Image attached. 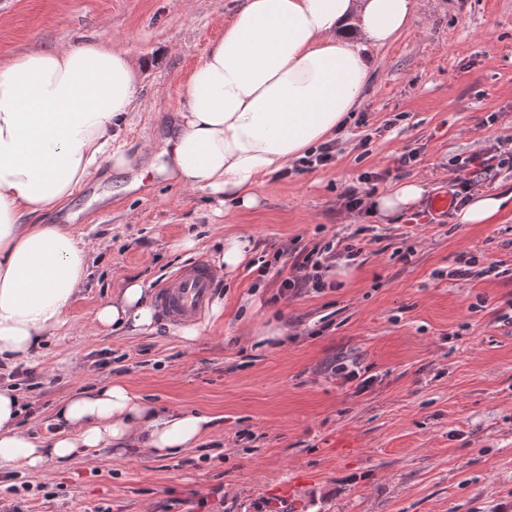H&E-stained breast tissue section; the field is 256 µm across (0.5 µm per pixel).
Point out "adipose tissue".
<instances>
[{
	"mask_svg": "<svg viewBox=\"0 0 512 512\" xmlns=\"http://www.w3.org/2000/svg\"><path fill=\"white\" fill-rule=\"evenodd\" d=\"M417 17V0H241L224 34L190 74L181 122L163 148L170 183L216 196L225 218L259 206L257 185L335 138L370 83V47L393 42ZM137 96L126 52L92 40L0 63V360L39 350L68 323L87 285L86 254L57 224L35 218L71 198L101 163L118 176L143 164L121 130ZM416 182L371 196L390 218L422 197ZM102 328L155 330L139 282L101 306ZM21 402L0 388V470L44 469L134 446L172 457L196 448L211 417L163 411L124 383L67 399L61 428L38 447L17 425Z\"/></svg>",
	"mask_w": 512,
	"mask_h": 512,
	"instance_id": "adipose-tissue-1",
	"label": "adipose tissue"
}]
</instances>
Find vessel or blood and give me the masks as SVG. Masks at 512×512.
I'll list each match as a JSON object with an SVG mask.
<instances>
[{"label": "vessel or blood", "mask_w": 512, "mask_h": 512, "mask_svg": "<svg viewBox=\"0 0 512 512\" xmlns=\"http://www.w3.org/2000/svg\"><path fill=\"white\" fill-rule=\"evenodd\" d=\"M215 288V274L209 265L194 261L158 287V312L176 324L197 321L208 309Z\"/></svg>", "instance_id": "obj_1"}]
</instances>
